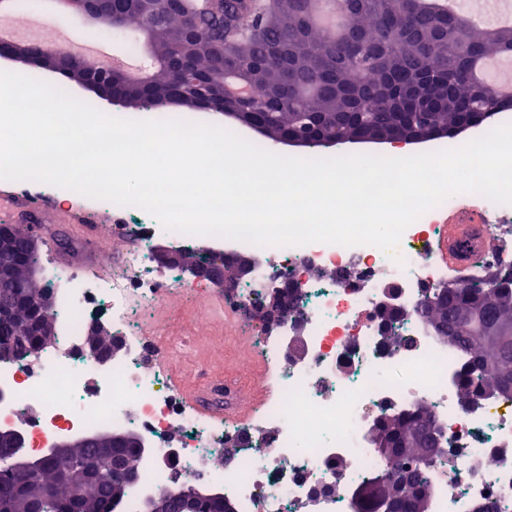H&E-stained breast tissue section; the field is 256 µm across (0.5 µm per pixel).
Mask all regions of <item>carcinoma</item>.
<instances>
[{
  "label": "carcinoma",
  "instance_id": "obj_1",
  "mask_svg": "<svg viewBox=\"0 0 512 512\" xmlns=\"http://www.w3.org/2000/svg\"><path fill=\"white\" fill-rule=\"evenodd\" d=\"M319 0H154L162 21L152 23L139 0H117L112 19L99 22L107 35L160 65L148 84L138 76L118 78L105 94L128 107L153 99L156 112L166 101L198 110L220 107L207 94L211 85L242 75L250 99L232 105L250 121L263 125L266 138L300 129L313 139L335 135L352 142L366 132L396 138L442 125L448 135L483 116L492 90L472 79L474 63L494 53L512 54V27L473 26L429 4V0H360L340 32L315 22ZM357 27L386 49L388 68L366 60L348 32ZM37 65L64 70L75 82L87 79L63 50L45 49ZM198 87L185 90L187 75ZM422 296L430 330L446 343L470 354L461 374V396L469 403L512 400V266L492 269L479 282L445 286ZM433 415L426 407L407 416H385L372 432L382 467L359 488L363 512H428L433 496L429 471L443 458V436H432ZM416 433L420 446L407 448ZM131 489L120 480H104L86 490L82 512H113ZM23 512L14 477L0 467V505Z\"/></svg>",
  "mask_w": 512,
  "mask_h": 512
}]
</instances>
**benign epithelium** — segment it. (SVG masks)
<instances>
[{"instance_id":"7a95c632","label":"benign epithelium","mask_w":512,"mask_h":512,"mask_svg":"<svg viewBox=\"0 0 512 512\" xmlns=\"http://www.w3.org/2000/svg\"><path fill=\"white\" fill-rule=\"evenodd\" d=\"M73 14L86 17L93 21H101L111 15L112 0H66ZM38 45L29 41H15L7 44L0 42V58L20 64L34 61V53ZM283 143L294 147L333 146L338 143L334 137H325L318 141L294 133L283 140ZM207 259L202 264L193 254L180 249L162 248L154 253V260L161 266L176 268L194 278H207L217 287L224 289V295H236L239 284L252 278L263 265L260 257L244 252L230 255L201 252ZM22 260L15 255L12 237L0 233V293L11 297V305L0 307V316L9 319L14 328L13 336L0 344V352L20 350L30 357H39L41 352L54 342V334L50 326L44 323L42 313L51 309L56 298L54 291L41 286L35 275L19 274ZM300 283L292 282L291 287L275 286L269 295V303L263 312L267 330L278 328L282 322L276 321L271 312L288 308V301L297 300ZM123 340L112 334V330L99 320L90 323L88 336L80 346V352L96 364L103 366L112 358L123 352ZM24 443L21 430L14 427L0 428V448L7 455L0 458L6 461L16 479L19 489L24 490L31 485L38 486L36 497L29 499L27 512H42V503L57 498V488L61 484L68 485L66 497L60 499L61 512H79L84 496L83 485L100 481V471L89 470L83 478V485L69 484L67 470L59 469L53 482L43 481V472L51 464H62L74 461L75 449L86 446L96 451L100 464L110 473L116 475L131 488L139 485L138 467L129 463L125 450L135 448L139 457L151 455L152 443L142 434L130 429L109 431L95 436L76 435L73 433L59 437L46 452L38 457H29L17 452ZM177 500L178 512H199L200 503L204 499L214 502L221 512H233V506L224 500L219 492L205 494L194 485L185 483L170 489L166 494L157 490H141L143 512H163V496Z\"/></svg>"}]
</instances>
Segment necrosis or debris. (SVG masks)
Masks as SVG:
<instances>
[{
  "instance_id": "1",
  "label": "necrosis or debris",
  "mask_w": 512,
  "mask_h": 512,
  "mask_svg": "<svg viewBox=\"0 0 512 512\" xmlns=\"http://www.w3.org/2000/svg\"><path fill=\"white\" fill-rule=\"evenodd\" d=\"M112 212L124 217L120 230L134 243L107 276L66 272L55 306L57 347L31 362H0V425L21 423L29 451L42 452L66 430L129 425L155 441L154 458L140 464L147 484L175 474L197 477L218 486L235 512H353L358 487L377 466L376 420L426 405L452 443L431 472L432 512H475L487 499L512 493V402L463 405L464 353L413 315L395 329L405 345L385 344L376 316L388 283L410 308L425 289L473 283L487 269L512 265V206L478 194L450 196L411 224L391 252L373 245L269 247L270 265L242 286L238 301L252 303L272 279H302L303 350L286 361L287 328L258 341L272 392L247 427L261 445L240 449L232 465L211 471L203 462L229 427L183 405L160 369L144 368L147 356L160 362L173 353L171 343H146V314L183 284L150 264L147 244L156 228L149 214L119 205ZM450 215L471 227L453 268L428 253ZM98 315L110 319L126 347L106 368L75 352ZM173 428L182 435L175 451L168 442ZM328 484L335 493L317 495Z\"/></svg>"
}]
</instances>
